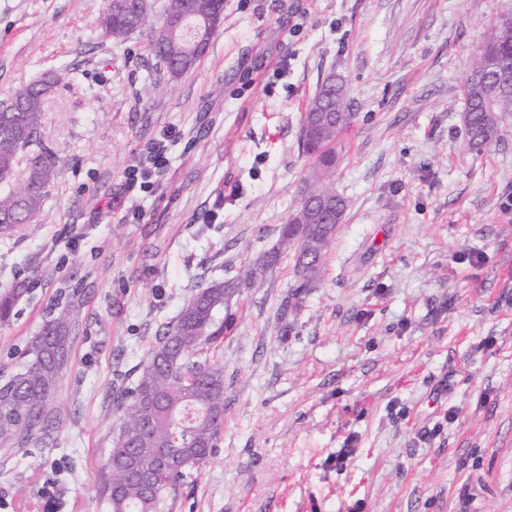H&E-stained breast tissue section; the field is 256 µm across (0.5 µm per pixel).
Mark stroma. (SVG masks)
Wrapping results in <instances>:
<instances>
[{"instance_id":"35a3bbf8","label":"stroma","mask_w":512,"mask_h":512,"mask_svg":"<svg viewBox=\"0 0 512 512\" xmlns=\"http://www.w3.org/2000/svg\"><path fill=\"white\" fill-rule=\"evenodd\" d=\"M106 6L0 0V103L64 77L43 130L61 174L35 231L0 233V353L86 291L57 429L0 446V512H43L48 480L59 512H108L115 385L198 285L274 246L310 173L300 114L331 75L355 114L331 180L348 210L297 306L285 258L225 304L224 426L162 512H512V122L470 152L461 93L512 0H224L177 78L144 36L103 37ZM168 131L166 169L128 189Z\"/></svg>"}]
</instances>
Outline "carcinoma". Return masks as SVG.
Masks as SVG:
<instances>
[{"label": "carcinoma", "instance_id": "carcinoma-1", "mask_svg": "<svg viewBox=\"0 0 512 512\" xmlns=\"http://www.w3.org/2000/svg\"><path fill=\"white\" fill-rule=\"evenodd\" d=\"M196 0H164L160 20L152 21L154 0H112L105 33L123 40L146 33L151 53L167 71L182 75L204 55L172 19ZM199 38L210 41L224 20V0H206ZM51 81L27 87L0 106V135L14 149L0 152V233L31 225L46 198L41 188L58 176L55 153L43 145L44 95ZM464 128L468 150L481 154L512 116V13L498 16L463 81ZM352 125L344 84L330 77L301 114L299 145L314 159L311 180L278 246L261 260L243 266L237 279L199 287L177 320L164 328L156 346L136 370L133 384L116 392L120 414L112 431L99 495L109 512H160L170 490L214 453L224 423V365L201 356L223 331L217 316L234 289L263 281L290 257L292 296L312 286L334 239L336 218L346 200L330 186L336 165V139ZM39 188L19 199L24 184ZM81 291H60L37 336L10 361L0 360V444L27 446L50 437L57 418L50 404L67 362L78 321Z\"/></svg>", "mask_w": 512, "mask_h": 512}]
</instances>
